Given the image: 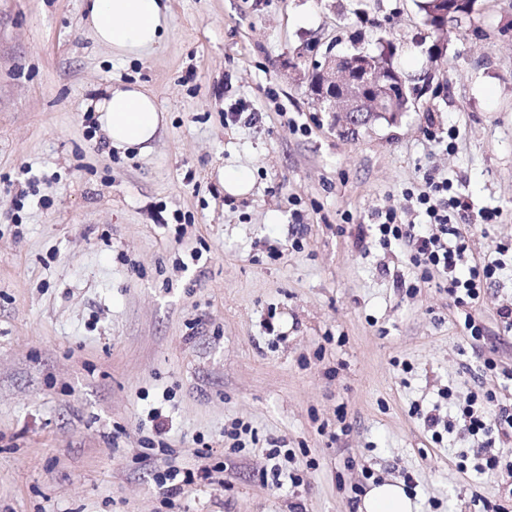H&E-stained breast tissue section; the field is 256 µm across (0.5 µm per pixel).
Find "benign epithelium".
Masks as SVG:
<instances>
[{"mask_svg":"<svg viewBox=\"0 0 512 512\" xmlns=\"http://www.w3.org/2000/svg\"><path fill=\"white\" fill-rule=\"evenodd\" d=\"M432 17L441 23L450 16L474 11V0H434ZM313 70L320 76L315 98L325 112H339L349 121L362 123L369 112H385L397 116L404 111L402 103L408 99L419 101L432 88V76L423 77L406 92V81L395 70L377 67L372 54L337 55L327 50L323 60L314 63Z\"/></svg>","mask_w":512,"mask_h":512,"instance_id":"1","label":"benign epithelium"}]
</instances>
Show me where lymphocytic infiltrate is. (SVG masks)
Here are the masks:
<instances>
[{"instance_id":"obj_1","label":"lymphocytic infiltrate","mask_w":512,"mask_h":512,"mask_svg":"<svg viewBox=\"0 0 512 512\" xmlns=\"http://www.w3.org/2000/svg\"><path fill=\"white\" fill-rule=\"evenodd\" d=\"M414 212L421 215L419 223L403 221L392 209L376 214L369 230L380 246L406 250L414 268L423 278L438 275L448 286V295L456 307L464 308L480 299L485 288L495 283L506 267L504 257L512 246L502 244L493 258H477L471 244V226L464 223L470 206L464 197L454 193L453 183L446 178L427 174L417 192L411 193ZM414 414L431 430L434 443H441L444 433L462 427L477 444L461 453V460H472V469L485 474L504 470L506 481L497 500H483L482 512H512V460L503 461L492 453L493 444L512 443V405L498 402L490 391L471 392L457 408L455 419L442 420L436 411L414 406ZM495 414V426H488L486 417Z\"/></svg>"}]
</instances>
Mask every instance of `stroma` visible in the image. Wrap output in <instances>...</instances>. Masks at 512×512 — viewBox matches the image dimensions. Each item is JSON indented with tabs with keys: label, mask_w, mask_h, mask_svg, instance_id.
Wrapping results in <instances>:
<instances>
[{
	"label": "stroma",
	"mask_w": 512,
	"mask_h": 512,
	"mask_svg": "<svg viewBox=\"0 0 512 512\" xmlns=\"http://www.w3.org/2000/svg\"><path fill=\"white\" fill-rule=\"evenodd\" d=\"M83 5L0 0V512H169L171 467L210 471L179 512H352L369 472L411 474L415 512L496 499L499 475L457 467L472 437L434 443L411 406L446 388L512 403L479 371L512 369V266L473 305L474 342L438 278L359 234L389 207L414 220L405 193L429 173L498 210L477 255L512 240V0L441 32L417 0H169L164 42L130 61ZM382 40L440 90L345 133L308 72ZM125 83L166 116L144 154L110 147L90 107ZM223 167L251 193L226 195ZM154 408L171 451L145 461ZM235 422L253 434L233 450Z\"/></svg>",
	"instance_id": "1"
}]
</instances>
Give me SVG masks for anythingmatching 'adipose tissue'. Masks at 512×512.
Masks as SVG:
<instances>
[{"label":"adipose tissue","instance_id":"obj_1","mask_svg":"<svg viewBox=\"0 0 512 512\" xmlns=\"http://www.w3.org/2000/svg\"><path fill=\"white\" fill-rule=\"evenodd\" d=\"M89 23L95 39L118 59H138L156 49L168 33L165 0H91ZM112 148L145 152L164 124L154 99L136 84L106 87L92 102ZM402 485L384 482L365 495L360 512H412Z\"/></svg>","mask_w":512,"mask_h":512}]
</instances>
